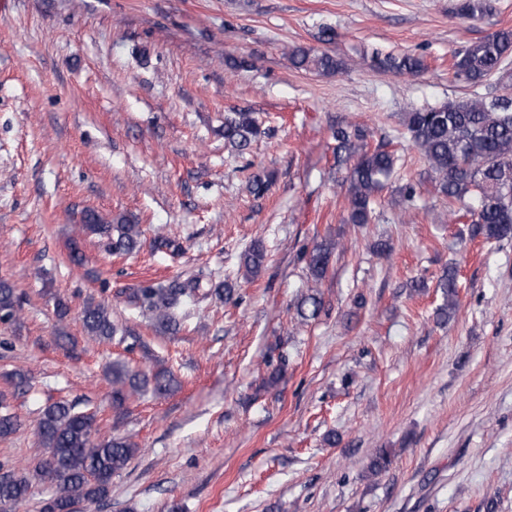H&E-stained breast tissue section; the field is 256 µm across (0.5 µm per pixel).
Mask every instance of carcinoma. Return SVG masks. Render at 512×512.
Wrapping results in <instances>:
<instances>
[{
  "label": "carcinoma",
  "instance_id": "obj_1",
  "mask_svg": "<svg viewBox=\"0 0 512 512\" xmlns=\"http://www.w3.org/2000/svg\"><path fill=\"white\" fill-rule=\"evenodd\" d=\"M492 0H461L458 13L478 18L492 13ZM512 53V29H500L471 42L453 56L454 80L473 87L489 76L498 75L503 93L488 100L478 93L450 100L438 106L413 109L405 114L403 125L420 151L421 158L435 175L440 193L465 203L471 214L470 237L487 242L512 239V84L505 80L502 67ZM291 64L301 70L332 74L343 61L326 52L303 47L288 51ZM373 63L390 73L417 78L425 71L424 61L415 56L372 53ZM260 134L249 112H232L224 118V144L242 156ZM366 127L344 120L333 131L336 166L346 168L345 200L348 221L363 226L371 222L378 194L395 173L397 158L386 150L368 147ZM79 231L106 239L114 255H130L141 247L140 224L125 216L112 220L99 212L84 211ZM338 243L326 241L304 253L315 283L327 275ZM266 260V249L254 241L242 256L246 275L256 277ZM443 303L437 309L440 320L449 319L458 306V272L450 268L439 280ZM234 286L197 278L145 281L126 296V302L152 316L156 331L174 335L181 330L189 309L198 307L209 296L232 300ZM21 310L20 297L13 284L0 279V322L11 323ZM325 310L319 292L298 303L297 315L304 323L314 321ZM81 318L85 332L100 342L124 340L127 330L112 317L108 306L90 297ZM112 384V407L120 410L132 397L151 390L166 394L178 386L166 368L133 369L122 361L106 367ZM20 426L18 417L0 397V437H7ZM100 428L94 413L77 409V404L57 401L45 406L39 415L36 433L45 456L28 470L9 467L0 477V512H20L30 500L33 481L49 480L50 496L41 512H76L81 503L105 500L112 478L121 473L138 453V445L128 436H111L96 441Z\"/></svg>",
  "mask_w": 512,
  "mask_h": 512
}]
</instances>
